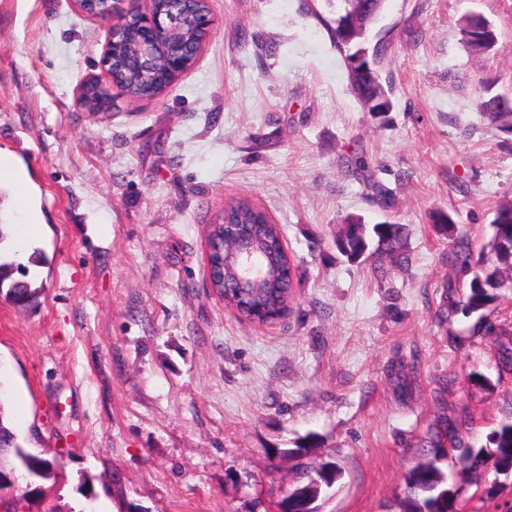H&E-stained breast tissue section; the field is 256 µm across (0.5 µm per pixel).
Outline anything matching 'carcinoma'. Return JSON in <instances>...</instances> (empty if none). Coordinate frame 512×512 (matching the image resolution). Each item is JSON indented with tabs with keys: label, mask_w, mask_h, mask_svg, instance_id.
<instances>
[{
	"label": "carcinoma",
	"mask_w": 512,
	"mask_h": 512,
	"mask_svg": "<svg viewBox=\"0 0 512 512\" xmlns=\"http://www.w3.org/2000/svg\"><path fill=\"white\" fill-rule=\"evenodd\" d=\"M344 0H336V11L329 19H323L328 27L336 50L348 53L354 45L346 44L343 27ZM460 32L470 51L474 54H486L492 51L498 43V35L494 24L479 12H470L460 22ZM348 86L351 93L360 101L363 108L373 114H383L393 111L392 87L386 86L379 90L360 67L346 66ZM118 83L134 82L139 87L140 95L152 97L157 89L149 76L135 71H118L115 73ZM479 112L491 122H499L502 126L512 129V99L494 95L484 99L479 104ZM224 218L236 224H249L252 236L263 241L264 250L255 255L256 259L275 255L282 263L283 269H288L293 259L281 249L280 228L269 222L266 213L252 205L246 199H232L224 208ZM343 227L336 237V248L347 260L358 262L367 253L384 262L386 260L397 264L404 262L401 252L403 227L391 221H383L369 225L360 215H349L342 221ZM492 236L488 250L479 255L471 253L469 247L460 244L452 253V264L458 272L472 275L470 280L471 294L467 306L475 311L485 306L491 300L487 288L494 287L497 269L492 267L493 261L512 264V202L502 204L495 212L490 224ZM15 263L0 261V288L5 281H11L8 294L18 304L29 301L38 293L34 283L26 280H10ZM293 285L288 279L270 273L269 279L258 289L252 301L264 308L270 316H278L286 309V298ZM487 331L493 336L498 351L504 363H512V337L508 333L498 331L493 326H487ZM0 438L13 449L14 454L22 463L34 461L36 469L31 475L48 479L51 477V464L28 454L17 442L15 434L4 425L0 418ZM431 451L409 472L406 479V501L410 505L409 512H448V499L452 493L445 487L446 476L439 467L442 459L440 439H430ZM492 444L496 446L494 454L498 459L512 467V420L501 424L499 430L493 433ZM488 456V449L475 448L462 444L457 463L462 472L469 474L472 483L482 479L483 464ZM336 465L331 462L304 473V482L288 491V505L282 512H316L311 503L319 498L323 487H331L336 481Z\"/></svg>",
	"instance_id": "obj_1"
}]
</instances>
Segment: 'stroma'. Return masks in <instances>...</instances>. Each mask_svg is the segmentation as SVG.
<instances>
[{"label": "stroma", "mask_w": 512, "mask_h": 512, "mask_svg": "<svg viewBox=\"0 0 512 512\" xmlns=\"http://www.w3.org/2000/svg\"><path fill=\"white\" fill-rule=\"evenodd\" d=\"M209 5V39L163 96L94 116L76 95L106 24L73 0H0V152L45 225L40 294L18 307L0 293V420L54 471L37 491L19 480L11 506L277 512L300 466L332 462L319 512H401L445 424L448 512H512V469L489 457L477 487L455 461L512 417V369L478 328L512 333V288L469 310L449 260L461 241L480 252L512 202V132L478 110L512 98V0H386L382 116L348 88L326 0ZM472 10L496 27L489 54L462 41ZM358 147L390 208L346 173ZM237 197L296 258L272 325L208 285L206 227ZM350 214L402 224L407 264L341 256Z\"/></svg>", "instance_id": "stroma-1"}]
</instances>
